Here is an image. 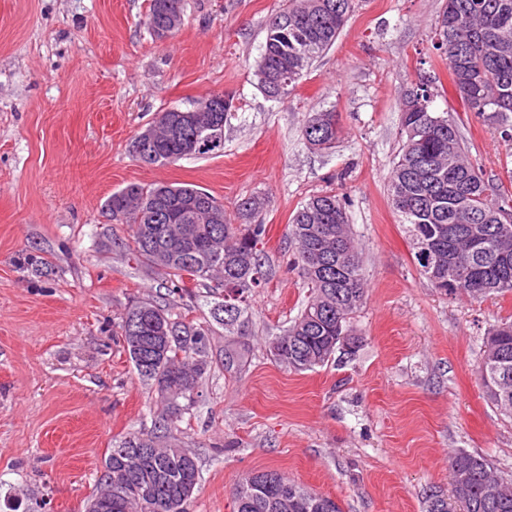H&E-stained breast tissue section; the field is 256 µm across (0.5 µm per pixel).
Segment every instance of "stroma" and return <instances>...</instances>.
Instances as JSON below:
<instances>
[{"mask_svg": "<svg viewBox=\"0 0 512 512\" xmlns=\"http://www.w3.org/2000/svg\"><path fill=\"white\" fill-rule=\"evenodd\" d=\"M285 0H184L167 41L142 23L149 0H0V512H84L115 437L159 406L111 339L130 300L175 306L211 328L203 396L172 434L197 456L189 512H232L247 473L279 471L340 512H425L451 493L459 449L512 471V420L477 378L482 339L512 319V294L440 293L414 263L387 196L401 146L398 108L433 52L443 0H358L335 45L288 100L257 87L268 20ZM434 108L459 123L470 155L504 177L512 142L467 112L452 83ZM236 94L222 151L147 167L131 143L157 112ZM335 109L333 149L304 142L308 113ZM130 183H190L236 215L259 196L272 274L251 299V355L224 369V328L208 289L169 293L162 272L116 242L130 228L105 204ZM344 195L367 295L355 354L303 373L268 357L308 290L289 267L288 224L311 195ZM44 260L27 266V256Z\"/></svg>", "mask_w": 512, "mask_h": 512, "instance_id": "stroma-1", "label": "stroma"}]
</instances>
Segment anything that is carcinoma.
Wrapping results in <instances>:
<instances>
[{
    "label": "carcinoma",
    "mask_w": 512,
    "mask_h": 512,
    "mask_svg": "<svg viewBox=\"0 0 512 512\" xmlns=\"http://www.w3.org/2000/svg\"><path fill=\"white\" fill-rule=\"evenodd\" d=\"M356 8V0H287L266 25L255 76L264 95L288 99L275 91L299 84L316 58L329 50ZM184 17V0H150L143 24L155 34ZM437 27L451 31L433 43L448 67L455 90L468 111L489 122L512 141V0H445ZM417 108L400 103L402 145L387 183V193L413 251L420 274L446 295L464 294L480 301L512 293V188L496 182L468 158L459 124L433 108L443 90L434 85L411 88ZM217 112L183 109L184 133L155 131L161 114L131 143L135 159L147 166L181 160L186 136L219 121L226 125L239 106L235 95H214ZM339 134L335 110L310 114L303 128L307 144L320 151L334 147ZM115 224L130 226L120 242L134 257L166 271L169 292L191 296L185 276L220 295L224 308V369L247 362L250 346L239 341L250 322L249 293L267 276L258 245L264 224H234L224 204L186 183H130L108 198ZM288 244L309 296L286 333L273 339V360L294 372L328 364L342 349L341 336H353V321L367 288L361 252L352 234L345 200L338 194L310 197L291 218ZM210 328L185 321L171 308L136 301L120 317L115 337L137 376L156 386L161 408L150 423L118 440L104 457L96 492L85 512H186L201 480L197 457L170 436L171 424L199 397L209 369ZM476 372L486 400L512 416V321L489 329ZM455 498L466 512H512V471L495 469L483 455L460 450L450 457ZM496 481L507 493L494 496ZM294 499L292 512H328L329 497L275 470L253 472L233 493V512H274L281 492ZM109 507H101L102 502Z\"/></svg>",
    "instance_id": "1"
}]
</instances>
